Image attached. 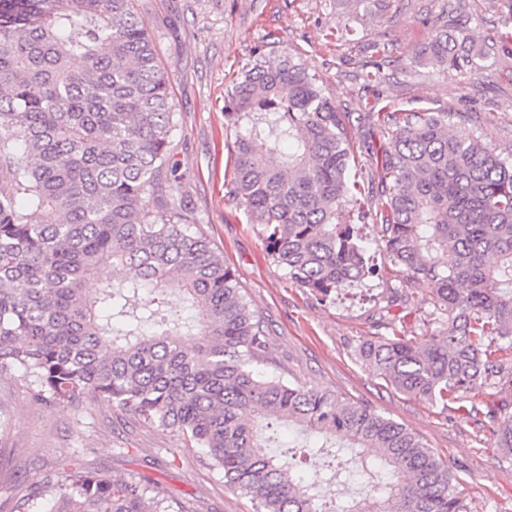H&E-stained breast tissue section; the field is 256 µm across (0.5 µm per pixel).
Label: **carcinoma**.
Masks as SVG:
<instances>
[{
    "mask_svg": "<svg viewBox=\"0 0 512 512\" xmlns=\"http://www.w3.org/2000/svg\"><path fill=\"white\" fill-rule=\"evenodd\" d=\"M491 51L444 23L409 65L478 67ZM168 69L134 0H0V375L37 402L101 399L206 449L257 512H329L264 429L282 422L355 451L385 478L336 512H473L456 475L370 406L253 369L264 330L224 256L173 201L177 129ZM234 133L229 200L261 227L272 261L327 297L376 274L347 206L357 184L345 113L303 64L258 54L224 97ZM387 131L375 223L392 266L448 313L417 342L375 336L364 360L395 390L442 405L477 386L512 392V160L454 131L448 113L370 108ZM288 139L295 149L279 153ZM448 253L444 264L440 255ZM95 297L87 279L109 271ZM179 294L193 323L168 327ZM494 447L512 461V413ZM46 512H170L134 479L78 455L45 477Z\"/></svg>",
    "mask_w": 512,
    "mask_h": 512,
    "instance_id": "1",
    "label": "carcinoma"
}]
</instances>
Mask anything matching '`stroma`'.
Returning a JSON list of instances; mask_svg holds the SVG:
<instances>
[{"label":"stroma","mask_w":512,"mask_h":512,"mask_svg":"<svg viewBox=\"0 0 512 512\" xmlns=\"http://www.w3.org/2000/svg\"><path fill=\"white\" fill-rule=\"evenodd\" d=\"M135 6L171 74L178 120L172 160L184 175L178 195L264 321L259 372L370 405L423 437L455 473L474 512H512V463L501 460L481 428L501 393L479 387L442 407L396 391L359 353L368 338L397 333L418 341L448 318L430 286L386 260L372 221L381 183L368 155L383 133L368 131L359 115L386 105L445 110L455 131L512 152V43L499 39L512 31V17L503 0H372L367 9L352 0H135ZM441 17L475 40H496L480 71L406 70ZM256 50L285 51L309 66L349 118L361 193L348 209L380 271L326 300L289 281L272 262L260 227L226 196L234 135L224 124V96ZM376 69L380 82L365 84L361 71ZM73 454L113 478L147 482L177 512H255L251 498L225 485L205 451L179 432L147 427L103 400L78 410L38 404L19 380L0 376V512H18L31 487Z\"/></svg>","instance_id":"1"}]
</instances>
